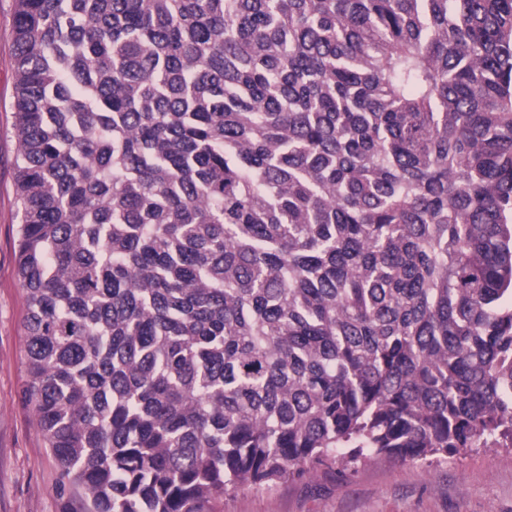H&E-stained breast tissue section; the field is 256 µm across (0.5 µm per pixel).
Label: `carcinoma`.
<instances>
[{
    "label": "carcinoma",
    "mask_w": 512,
    "mask_h": 512,
    "mask_svg": "<svg viewBox=\"0 0 512 512\" xmlns=\"http://www.w3.org/2000/svg\"><path fill=\"white\" fill-rule=\"evenodd\" d=\"M25 399L84 512L512 448V0H16Z\"/></svg>",
    "instance_id": "carcinoma-1"
}]
</instances>
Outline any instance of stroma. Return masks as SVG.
Segmentation results:
<instances>
[{"instance_id":"obj_1","label":"stroma","mask_w":512,"mask_h":512,"mask_svg":"<svg viewBox=\"0 0 512 512\" xmlns=\"http://www.w3.org/2000/svg\"><path fill=\"white\" fill-rule=\"evenodd\" d=\"M0 0V512H81L84 491L62 477L23 398L26 292L16 267L19 222L13 26ZM224 512H512V448H476L431 461H368L264 489L235 487Z\"/></svg>"}]
</instances>
